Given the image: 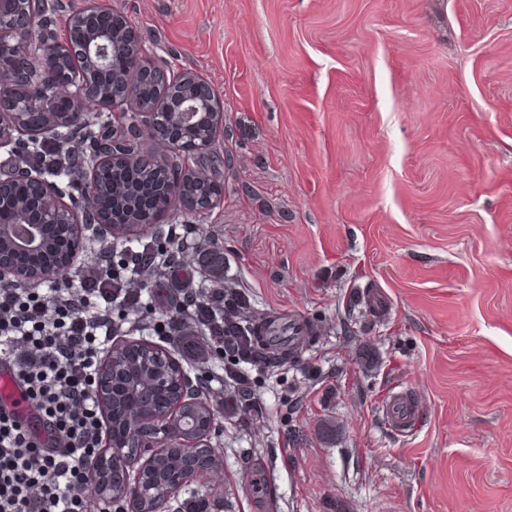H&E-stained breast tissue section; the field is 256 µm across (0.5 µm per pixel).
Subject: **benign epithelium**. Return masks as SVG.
<instances>
[{
	"instance_id": "benign-epithelium-1",
	"label": "benign epithelium",
	"mask_w": 512,
	"mask_h": 512,
	"mask_svg": "<svg viewBox=\"0 0 512 512\" xmlns=\"http://www.w3.org/2000/svg\"><path fill=\"white\" fill-rule=\"evenodd\" d=\"M55 0H0V56L13 64L0 70V151L11 160L0 179V285L30 288L71 268L88 245L106 235L128 241L150 233L160 212L126 210L112 183L114 167L165 180L174 206L204 214L215 207L223 184L202 157L222 130L221 100L197 75L176 71L149 57L135 31L88 0H71L66 41L48 44L37 29L48 22ZM111 115L106 120L104 116ZM98 131H93V127ZM89 131L92 148H79L76 165L40 169L28 154L47 141H70ZM146 135L164 152L141 154L135 140ZM112 198L123 209L102 210L94 201ZM43 253L41 265H18L19 253ZM144 353L141 377L117 379L127 371L129 350ZM186 371L168 348L143 340L114 343L101 359L92 387L106 420V447L90 463L86 493L130 512H172V500L188 481L208 474L207 438L214 411L186 390ZM139 403L125 430H112L117 393ZM174 465L173 485L145 490L157 464Z\"/></svg>"
}]
</instances>
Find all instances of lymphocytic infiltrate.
<instances>
[{
  "mask_svg": "<svg viewBox=\"0 0 512 512\" xmlns=\"http://www.w3.org/2000/svg\"><path fill=\"white\" fill-rule=\"evenodd\" d=\"M191 232L186 224L169 226L149 266L167 281L154 293L163 334L180 337L199 321L226 355L256 360L238 334L237 292L188 287L182 252ZM139 266L138 250L120 253L105 244L72 279L42 290L0 287V362L12 367L45 430L37 438L0 407V512H88L87 463L105 437L91 386L99 356L118 331L113 304L132 311L143 304L131 275Z\"/></svg>",
  "mask_w": 512,
  "mask_h": 512,
  "instance_id": "lymphocytic-infiltrate-1",
  "label": "lymphocytic infiltrate"
}]
</instances>
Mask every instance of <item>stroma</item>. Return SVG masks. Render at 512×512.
<instances>
[{"label": "stroma", "mask_w": 512, "mask_h": 512, "mask_svg": "<svg viewBox=\"0 0 512 512\" xmlns=\"http://www.w3.org/2000/svg\"><path fill=\"white\" fill-rule=\"evenodd\" d=\"M103 2L224 102L221 201L161 227L205 224L184 259L223 252L242 324L310 328L295 364L183 359L221 465L174 505L512 512V0ZM386 415L396 429H403L412 422L415 416V407L409 399L394 398L387 405Z\"/></svg>", "instance_id": "obj_1"}]
</instances>
